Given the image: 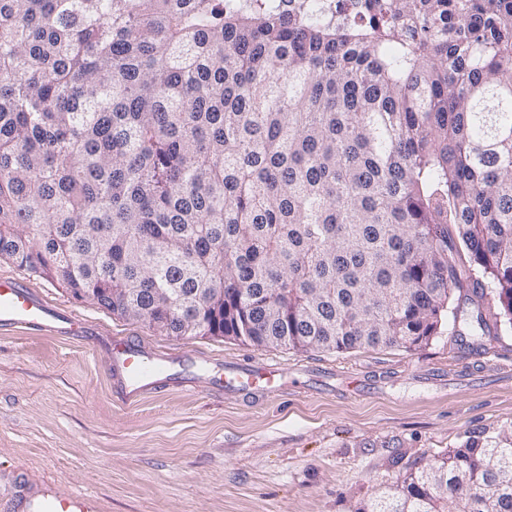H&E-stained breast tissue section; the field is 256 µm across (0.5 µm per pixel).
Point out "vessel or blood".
Segmentation results:
<instances>
[{"label": "vessel or blood", "instance_id": "b4317fda", "mask_svg": "<svg viewBox=\"0 0 512 512\" xmlns=\"http://www.w3.org/2000/svg\"><path fill=\"white\" fill-rule=\"evenodd\" d=\"M64 336L80 340L104 358L112 378V394L131 407L149 394L172 389L205 388L211 394L253 401L267 400L286 389L288 371L276 362L218 365L205 371L211 355L199 351L166 352L132 338L99 332L89 321L54 304L15 275H0V331ZM9 512H107L103 497L87 490L57 494L51 484L19 478Z\"/></svg>", "mask_w": 512, "mask_h": 512}]
</instances>
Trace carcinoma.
Listing matches in <instances>:
<instances>
[{
  "mask_svg": "<svg viewBox=\"0 0 512 512\" xmlns=\"http://www.w3.org/2000/svg\"><path fill=\"white\" fill-rule=\"evenodd\" d=\"M349 2L0 0V260L166 336L220 291L269 348L512 328V0ZM355 512H512V443Z\"/></svg>",
  "mask_w": 512,
  "mask_h": 512,
  "instance_id": "obj_1",
  "label": "carcinoma"
}]
</instances>
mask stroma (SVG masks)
I'll use <instances>...</instances> for the list:
<instances>
[{
	"label": "stroma",
	"instance_id": "obj_1",
	"mask_svg": "<svg viewBox=\"0 0 512 512\" xmlns=\"http://www.w3.org/2000/svg\"><path fill=\"white\" fill-rule=\"evenodd\" d=\"M27 280L115 336L317 376L258 405L198 389L125 408L103 357L83 344L0 333V472L34 470L59 493H100L109 512H354L408 465L512 437V330L478 348L448 321L412 350L268 348L164 336L45 278Z\"/></svg>",
	"mask_w": 512,
	"mask_h": 512
}]
</instances>
